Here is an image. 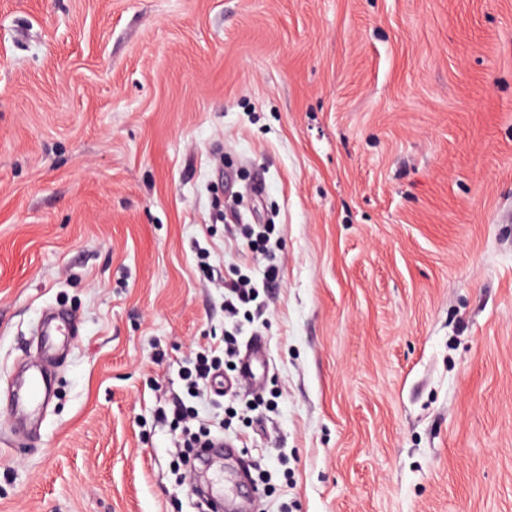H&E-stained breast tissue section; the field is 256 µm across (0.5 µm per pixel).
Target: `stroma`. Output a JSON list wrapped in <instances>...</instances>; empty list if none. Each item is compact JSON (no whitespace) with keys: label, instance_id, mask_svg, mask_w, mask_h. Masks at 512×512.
<instances>
[{"label":"stroma","instance_id":"stroma-1","mask_svg":"<svg viewBox=\"0 0 512 512\" xmlns=\"http://www.w3.org/2000/svg\"><path fill=\"white\" fill-rule=\"evenodd\" d=\"M219 187L282 271L259 385L201 402L199 252L264 270ZM182 398L262 468L207 470L233 512H512V0H0V512H199ZM239 219L236 222H227V224H241ZM243 233L249 239L253 252L264 255L269 252L268 244L271 235L275 230L272 224H241ZM57 321L54 325H47L41 331L42 351L44 355L51 354L58 346L57 336H70L77 332V326L70 318L59 316L56 313L50 314V323ZM51 398L52 391L45 371L31 374L18 381L12 401L14 428L17 430V420L37 414L42 407L48 406Z\"/></svg>","mask_w":512,"mask_h":512}]
</instances>
